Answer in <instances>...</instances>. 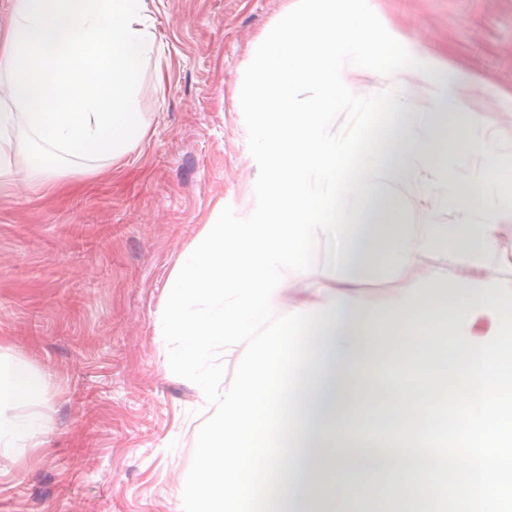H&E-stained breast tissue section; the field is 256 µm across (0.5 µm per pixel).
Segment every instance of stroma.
Returning <instances> with one entry per match:
<instances>
[{
  "label": "stroma",
  "mask_w": 512,
  "mask_h": 512,
  "mask_svg": "<svg viewBox=\"0 0 512 512\" xmlns=\"http://www.w3.org/2000/svg\"><path fill=\"white\" fill-rule=\"evenodd\" d=\"M379 18L461 76L448 135L461 160L454 183L467 214L440 203L442 187L397 188V224L480 223L466 117L478 113L512 169V0H375ZM297 0H150L154 50L135 99L147 135L131 152L39 172L24 146L0 180V353L43 380L44 400L21 420L43 432L0 446V512H173L193 475L209 416L197 392L162 365L168 276L204 225L241 223L263 175L246 98L257 59ZM357 98L331 130L353 137L358 158L384 156L394 86L365 66L346 71ZM315 276L291 298L316 297L327 276L380 303L412 273L340 264L334 244L312 255Z\"/></svg>",
  "instance_id": "1"
}]
</instances>
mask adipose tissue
<instances>
[{"label":"adipose tissue","mask_w":512,"mask_h":512,"mask_svg":"<svg viewBox=\"0 0 512 512\" xmlns=\"http://www.w3.org/2000/svg\"><path fill=\"white\" fill-rule=\"evenodd\" d=\"M364 65L395 80V115L387 136L398 152L373 160L356 180L353 138L330 134L336 110L354 97L345 64ZM436 88L439 106L410 112L409 76ZM457 73L425 57L384 27L372 0H307L287 17L257 60L249 98L265 174L240 224L205 225L171 272L161 309V335L177 344L165 374L193 382L197 404L210 411L196 474L177 495L176 512H346L336 492L353 449L368 438H392L424 391L395 371L405 361L424 369L471 332L488 295L500 292L484 267L497 249L498 210L482 223L395 224L383 200L370 224H340L337 205L422 176L456 192L448 168L457 162L441 119L454 106L448 89ZM312 88L303 96V88ZM410 112L402 123L397 113ZM471 149L485 163L479 190L512 210L493 141ZM336 242L346 265L376 263L396 271L416 269L422 256L470 267L472 276L448 283L440 275L418 278L386 304L371 308L348 288L327 286L321 299L288 303L289 278H310V256L320 241ZM405 325L411 354L363 352L358 334L387 335ZM235 359L232 378L209 366L216 346ZM41 395V380L21 361L0 353V440L35 433L36 420L9 415ZM292 450L281 453L283 439ZM282 478L278 496L263 501L272 472Z\"/></svg>","instance_id":"ef3b65f1"}]
</instances>
